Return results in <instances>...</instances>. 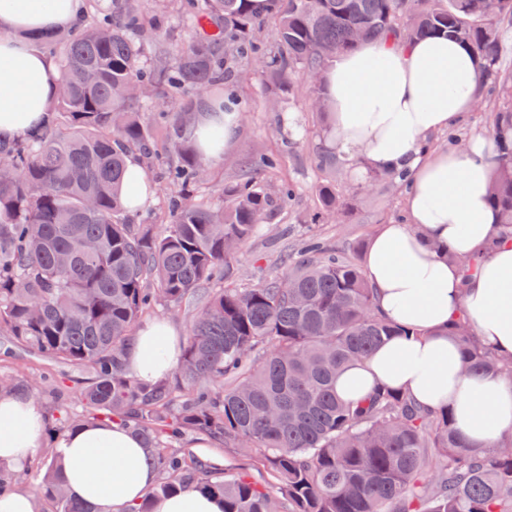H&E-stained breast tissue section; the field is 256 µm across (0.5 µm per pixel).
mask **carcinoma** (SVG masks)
I'll return each instance as SVG.
<instances>
[{"label":"carcinoma","mask_w":512,"mask_h":512,"mask_svg":"<svg viewBox=\"0 0 512 512\" xmlns=\"http://www.w3.org/2000/svg\"><path fill=\"white\" fill-rule=\"evenodd\" d=\"M191 31L175 54L152 49L157 27L132 0H86L84 26L43 38L57 63L48 123L0 140V330L43 356L83 365L92 413L72 416L55 402L51 433L118 421L148 449L159 483L125 512H152V500L185 489L224 499V512H512V444L476 455L447 409L429 411L404 392L379 385L345 400L336 376L406 330L376 308L359 264L336 255L315 234L266 282L238 283L230 261L273 218L294 188L248 177L224 184L218 209L192 199L206 181L197 146L185 138L198 102L233 81L248 63L271 76L274 104L299 72L322 110L321 76L336 53L367 40L406 42L447 34L482 61L491 93L512 98V69L499 45L512 26V0L483 14V0H178ZM277 21L274 44L259 37ZM159 93L170 107L154 126L131 111ZM161 131L173 159L164 180L171 224H127L119 190L127 155L151 153ZM498 155L490 200L501 235L512 239V112L492 119ZM405 170L368 172L365 188L408 185ZM312 223L344 214L331 180L316 190ZM217 280L194 320L179 364L156 383L125 370L131 328L157 305L180 308ZM469 373L498 369L512 377V356L479 343L458 316L449 326ZM44 400L29 380L0 377V392ZM193 433L244 452H259L271 487L225 475L187 458L177 446ZM36 512H91L72 499L50 456L48 480L33 493Z\"/></svg>","instance_id":"cac0c4a2"}]
</instances>
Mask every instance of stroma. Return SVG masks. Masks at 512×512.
Instances as JSON below:
<instances>
[{"mask_svg":"<svg viewBox=\"0 0 512 512\" xmlns=\"http://www.w3.org/2000/svg\"><path fill=\"white\" fill-rule=\"evenodd\" d=\"M270 81L265 74L241 68L234 88L243 114L237 139L224 158L206 164L208 181L203 201L219 207L224 202V183L239 172L242 161H253L251 176L270 181L269 173L258 164L261 156L279 153L283 163L277 175L293 182L297 192L287 205L280 208L271 223L242 247L235 265L237 275L245 285L264 282L278 267L281 256L302 239L316 202L315 188L323 179L315 158L318 148L334 149V132L329 114L313 111L308 91L302 80H295L294 91L282 109H274L267 89ZM501 100H486L478 108L465 113L451 133H438L431 139L432 149L448 146L449 134H456L463 143L472 144L489 137L492 112L501 108ZM340 162L350 163L351 175L336 182V193L345 199L348 209L338 220L319 225L322 238L345 253L350 259L362 261L366 246L382 225L407 218L405 193L391 192L386 185L376 183L358 189L367 170L353 164L351 155H340ZM150 181L156 187L153 203L137 214L129 215L132 224L153 223L156 233H164L168 222L164 201L168 194L161 172L163 164L154 160L145 165ZM24 375L34 381H46L58 389L70 411L85 409L80 392L90 381L91 372L82 366L66 365L55 359L29 351L11 336L0 332V375ZM193 436H186L181 451L191 452L193 459L208 461L210 453L224 456L226 473H247L253 480L270 484L271 475L262 466L258 453H245L213 442L206 448H194Z\"/></svg>","mask_w":512,"mask_h":512,"instance_id":"stroma-1","label":"stroma"}]
</instances>
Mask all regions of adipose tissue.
<instances>
[{"label":"adipose tissue","mask_w":512,"mask_h":512,"mask_svg":"<svg viewBox=\"0 0 512 512\" xmlns=\"http://www.w3.org/2000/svg\"><path fill=\"white\" fill-rule=\"evenodd\" d=\"M85 0H0V140L11 141L43 123L57 84L54 60L36 44L37 34L79 29ZM483 69L455 39L425 38L390 46L366 42L337 57L324 71L336 143L362 149L373 169H407L408 219L392 222L371 239L364 269L378 309L412 328L349 366L336 379L337 393L366 396L377 385L408 393L427 409L448 407L468 446L485 454L512 439V380L495 372H461V353L448 327L466 315L480 342L512 355V242H498L499 215L489 202L494 152L424 150L477 102ZM239 112L203 101L193 137L204 159L221 158L237 133ZM133 185L121 200L129 213L148 207L155 188L138 154L126 159ZM479 265L463 278L458 258ZM181 337L160 320L140 329L126 367L155 382L175 365ZM44 413L33 400L0 395V461L15 466L42 442ZM56 461L71 497L91 512H118L142 500L157 474L142 441L111 422L59 434Z\"/></svg>","instance_id":"1"}]
</instances>
